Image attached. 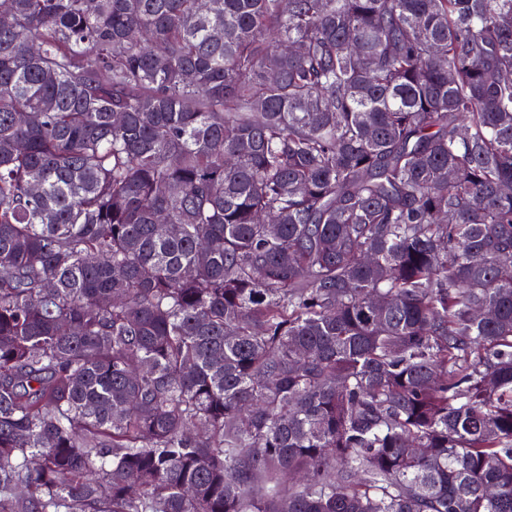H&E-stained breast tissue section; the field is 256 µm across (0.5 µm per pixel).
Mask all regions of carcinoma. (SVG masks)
<instances>
[{"label":"carcinoma","mask_w":512,"mask_h":512,"mask_svg":"<svg viewBox=\"0 0 512 512\" xmlns=\"http://www.w3.org/2000/svg\"><path fill=\"white\" fill-rule=\"evenodd\" d=\"M6 2L0 512H512V0Z\"/></svg>","instance_id":"carcinoma-1"}]
</instances>
